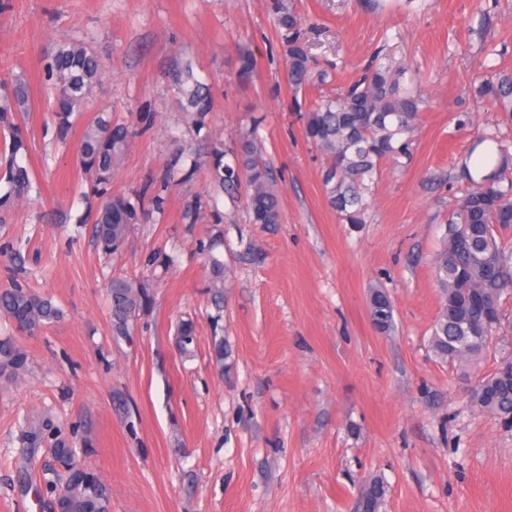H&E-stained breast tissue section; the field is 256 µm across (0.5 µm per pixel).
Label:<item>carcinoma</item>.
<instances>
[{"instance_id":"1","label":"carcinoma","mask_w":512,"mask_h":512,"mask_svg":"<svg viewBox=\"0 0 512 512\" xmlns=\"http://www.w3.org/2000/svg\"><path fill=\"white\" fill-rule=\"evenodd\" d=\"M288 27V81L298 87L309 73V54L297 29L298 19L291 9L276 4ZM53 95L52 125L55 138L64 143L73 127V117L85 111L94 88L106 70L97 53L78 40L57 45L44 67ZM400 67L387 58L376 59L365 74L345 91L326 97L303 116L304 135L325 156L323 185L329 204L347 224L365 223L368 199L380 164L389 160L397 165L412 157L410 134L422 111L423 99L402 81ZM177 90L183 112L197 127L212 110L207 86L192 68L185 67L178 76ZM476 99L490 101L512 118V73L478 75L473 78ZM30 111V95L25 83L0 82V129L9 140L3 142L6 157L0 181V214L7 216L16 204L38 192L33 172L26 162L28 154L24 128L18 122ZM128 127L112 122L106 110L88 121L77 145L81 170L89 176L91 188L100 199L96 210L80 213L67 211L64 219L76 224H92L97 246L106 255L120 250L131 228L149 219L143 195L133 199L111 192L112 178L119 170L130 147ZM496 159L492 171L475 181L465 171L471 187L456 209L448 216L444 245L433 263V276L440 288L442 304L433 322L430 349L440 361L468 363L488 351L500 333L512 330L506 320L504 304L512 299V246H507L502 231L512 226V177L507 175V149L495 137ZM215 186L234 187L240 177L248 185L247 206L254 224L280 223L278 192L266 164L262 147L254 138L241 142L234 167L223 163L222 144L210 151ZM211 303L217 311L224 304L226 271L224 262L209 260ZM110 318L115 336H128L134 320L151 303V286L144 280L114 277L109 282ZM495 305L489 319H484L478 303ZM369 313L381 333L394 328V309L388 292L380 285L369 290ZM0 316L16 328L32 333L58 321L63 312L52 300L34 294L15 280L0 290ZM25 355L9 340L0 341V367L20 371ZM512 359L501 358L495 370L481 378L468 391L470 405L492 416L501 426L512 430ZM49 423L30 428L25 436L29 448L40 445ZM49 448L55 466H47L50 475L45 491L51 497L52 512H111V495L72 442L51 433ZM385 495L384 482L371 478L361 490L359 512H379Z\"/></svg>"}]
</instances>
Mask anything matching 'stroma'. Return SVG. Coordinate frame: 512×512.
Listing matches in <instances>:
<instances>
[{
	"label": "stroma",
	"instance_id": "stroma-1",
	"mask_svg": "<svg viewBox=\"0 0 512 512\" xmlns=\"http://www.w3.org/2000/svg\"><path fill=\"white\" fill-rule=\"evenodd\" d=\"M288 2L310 56L298 91L275 0H0V80L31 93L25 129L41 191L0 224V289L21 246L29 287L64 311L32 334L0 319V339L26 356L22 373L0 375V512H44L17 481L22 434L44 421L88 446L112 512H356L359 486L376 476L380 512H512V432L467 398L512 354V335L469 363L439 361L428 346L441 307L431 262L462 195L460 165L489 132L512 142V118L470 92L474 73L512 69V0ZM73 39L107 70L89 112L109 110L133 132L113 193L163 197L108 258L90 226L60 219L89 184L81 126L67 143L53 138L42 64ZM381 50L419 78L426 103L408 166L382 162L366 223L346 224L302 116ZM187 60L213 99L200 130L178 104ZM251 133L276 181L275 225L251 223L246 183L221 193L210 175L211 145L230 165ZM190 207L193 224L182 219ZM212 253L230 276L224 373L211 351ZM119 275L149 281L153 297L124 339L112 334L107 292ZM376 284L394 304L387 334L369 315ZM188 317L195 337L183 346Z\"/></svg>",
	"mask_w": 512,
	"mask_h": 512
}]
</instances>
